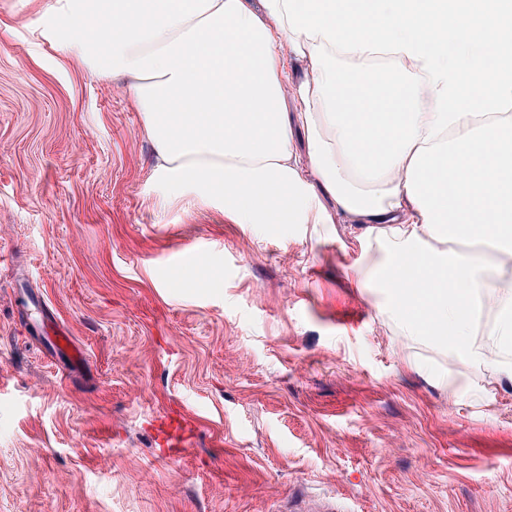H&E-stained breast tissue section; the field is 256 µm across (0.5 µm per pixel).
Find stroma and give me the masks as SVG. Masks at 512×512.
<instances>
[{"instance_id":"1","label":"stroma","mask_w":512,"mask_h":512,"mask_svg":"<svg viewBox=\"0 0 512 512\" xmlns=\"http://www.w3.org/2000/svg\"><path fill=\"white\" fill-rule=\"evenodd\" d=\"M0 19V512H512V386L379 314L356 225L169 199L125 81L64 56L56 14ZM34 329L40 335L47 337L52 357H65L74 369L83 366L85 354L74 344L66 330L53 325L44 316L34 322Z\"/></svg>"}]
</instances>
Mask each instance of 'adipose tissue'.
I'll return each instance as SVG.
<instances>
[{
    "label": "adipose tissue",
    "mask_w": 512,
    "mask_h": 512,
    "mask_svg": "<svg viewBox=\"0 0 512 512\" xmlns=\"http://www.w3.org/2000/svg\"><path fill=\"white\" fill-rule=\"evenodd\" d=\"M23 2L64 16L62 49L126 80L170 197L257 229L342 214L362 227L359 278L399 285L407 335L482 362L471 338L489 310L494 347L512 349V38L497 14L475 36L459 0H109L93 37L98 0ZM381 52L397 104L348 111ZM293 61L310 77L289 82Z\"/></svg>",
    "instance_id": "obj_1"
}]
</instances>
